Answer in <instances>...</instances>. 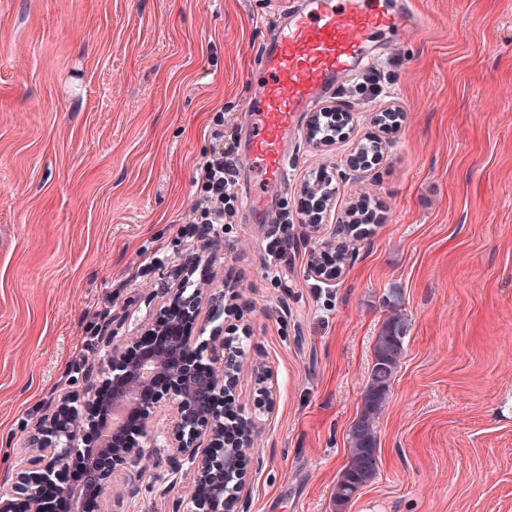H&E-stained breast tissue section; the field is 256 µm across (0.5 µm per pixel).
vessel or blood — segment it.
I'll return each instance as SVG.
<instances>
[{"instance_id":"b4317fda","label":"vessel or blood","mask_w":512,"mask_h":512,"mask_svg":"<svg viewBox=\"0 0 512 512\" xmlns=\"http://www.w3.org/2000/svg\"><path fill=\"white\" fill-rule=\"evenodd\" d=\"M417 24L407 7L384 0H301L285 13L260 49L265 79L245 105L249 137L240 163L252 177L246 207L256 222L278 219L273 201L288 187V143L301 113L374 62V34Z\"/></svg>"}]
</instances>
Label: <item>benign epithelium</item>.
<instances>
[{"label": "benign epithelium", "instance_id": "benign-epithelium-1", "mask_svg": "<svg viewBox=\"0 0 512 512\" xmlns=\"http://www.w3.org/2000/svg\"><path fill=\"white\" fill-rule=\"evenodd\" d=\"M334 249L336 241L330 240L314 254L310 268L315 276L336 279V266L321 261ZM196 261L195 254H187L172 283L131 300L125 317L157 306L156 319L141 322V335L120 342L104 334L97 373L74 380L72 389L45 408L25 454L15 462L14 481L0 484V512H15L19 501L30 512H45L47 486L57 488L68 512H83L84 499L103 500L116 473L138 466L147 447L164 448L165 456L156 458L145 487L125 484L112 499L113 512H126L124 502L143 491L164 497L188 478L190 494L172 501L169 512H246L244 476L257 457L247 437L224 446V402L236 386L239 365L226 351L222 327H214L207 340L182 334V328L197 324L203 310L211 322L224 314V290L191 282L187 267ZM257 385V409L264 411L273 401V388L263 373ZM162 409L171 419L165 430L154 426ZM116 410L134 414L136 427L129 433L122 423L107 437L104 431ZM80 454L83 477L68 482L69 460Z\"/></svg>", "mask_w": 512, "mask_h": 512}]
</instances>
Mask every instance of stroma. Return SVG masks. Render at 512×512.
Returning a JSON list of instances; mask_svg holds the SVG:
<instances>
[{"label":"stroma","mask_w":512,"mask_h":512,"mask_svg":"<svg viewBox=\"0 0 512 512\" xmlns=\"http://www.w3.org/2000/svg\"><path fill=\"white\" fill-rule=\"evenodd\" d=\"M421 28L326 99L342 138L300 131L278 200L288 224H250V183L222 241L186 238L197 163L216 118L243 127L270 0H0V481L49 400L97 364L100 336L161 287L188 245L201 285L224 281L240 352L233 409L263 460L248 512H332L388 291L409 318L377 423L379 469L346 512H512V0H413ZM401 114L386 133L374 116ZM380 139L371 168L348 165ZM334 194L301 209L314 171ZM366 235L333 281L310 271L360 199ZM150 262L143 277L135 271ZM275 388L255 408L256 369Z\"/></svg>","instance_id":"1"}]
</instances>
